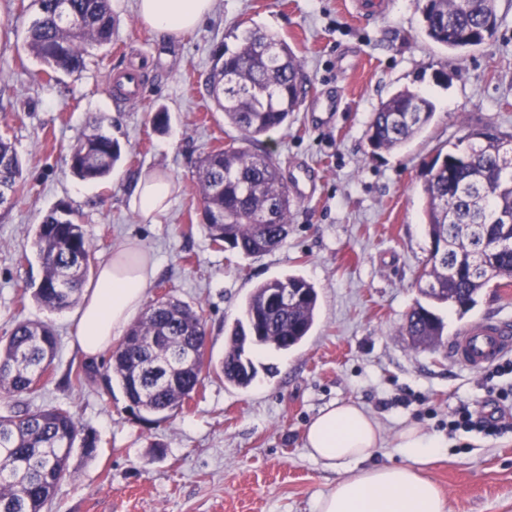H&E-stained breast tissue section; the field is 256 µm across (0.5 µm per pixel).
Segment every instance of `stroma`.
I'll return each instance as SVG.
<instances>
[{
    "label": "stroma",
    "instance_id": "35a3bbf8",
    "mask_svg": "<svg viewBox=\"0 0 512 512\" xmlns=\"http://www.w3.org/2000/svg\"><path fill=\"white\" fill-rule=\"evenodd\" d=\"M382 14L361 15L350 0H217L214 12L178 40L146 28L134 0H112L115 34L90 49L83 72L44 81L25 44L35 11L0 0V136L14 144L26 188L0 210V339L21 321H46L59 338L50 381L35 394L0 399V414L62 405L98 437L94 457L73 453L72 477L48 512H312L338 475L308 454L303 433L325 406L362 403L377 417L385 444L376 465L404 463L396 449L402 425L443 440L426 468L448 512H512V430L499 436L449 433L461 406L482 412L490 386L484 371L453 364L447 345L413 348L401 326L419 298L416 280L429 254L422 185L426 165L448 150L466 125L512 132V0H498L493 39L464 53L426 36L423 0H384ZM280 34L305 70L302 101L286 127L261 137L284 179L307 168L312 195L294 201L286 243L244 257L211 246L202 227L195 182L199 156L238 137L204 89L214 49L234 26ZM139 72L140 97H117L111 75ZM444 72L446 81L435 79ZM409 88L429 95L435 115L404 149L374 151L365 131L381 101ZM336 97L338 112L317 121L315 100ZM166 129L153 124L158 110ZM117 139L123 158L109 179L84 181L70 169L68 148L91 121ZM175 181L158 223H144L131 205L139 176ZM79 212L97 261L129 239L157 263L161 293L202 308L207 351L224 356L226 330L259 283L295 274L318 291L315 325L298 348L256 347L259 374L250 388L210 375L183 409L144 422L122 392L102 382L66 385L69 369L87 357L74 347L75 310L61 313L21 294L37 284V258L19 262L43 216L59 203ZM446 337L484 318L512 320V284L486 288L466 314L444 308ZM278 368L267 376L268 365Z\"/></svg>",
    "mask_w": 512,
    "mask_h": 512
}]
</instances>
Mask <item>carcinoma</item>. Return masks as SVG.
I'll use <instances>...</instances> for the list:
<instances>
[{
  "label": "carcinoma",
  "mask_w": 512,
  "mask_h": 512,
  "mask_svg": "<svg viewBox=\"0 0 512 512\" xmlns=\"http://www.w3.org/2000/svg\"><path fill=\"white\" fill-rule=\"evenodd\" d=\"M36 17L27 48L48 80L80 73L88 49L112 43L111 0H31ZM424 31L435 44L461 52L484 30L496 33L501 18L497 0H424ZM301 60L285 39L258 28H234L217 47L206 92L224 119L241 133L222 148L199 156L196 180L203 228L211 243L243 256L281 247L288 238L292 200L272 154L253 150V142L288 123L300 103ZM433 102L418 91L400 90L373 113L366 136L376 149L399 151L429 125ZM512 134L498 128L468 126L448 152L437 154L423 184L426 233L444 244L429 252L417 278L422 300L406 314L403 330L417 347L439 344L445 323L438 314L451 306L463 315L493 282L512 276V160L501 148ZM118 141L92 121L71 146L70 168L81 180L109 175L121 160ZM23 165L13 144L0 137V207L24 190ZM272 221L263 222L265 212ZM42 277L32 296L44 308L61 312L78 304L90 267L91 239L67 203L43 216L30 245ZM297 296L284 304L271 300L275 290ZM318 293L305 278L287 275L255 288L227 337L224 358L206 354L202 309L167 294L154 300L102 366L86 363L68 383L99 378L107 391L117 385L140 419L158 420L183 407L207 374H222L247 388L257 376L249 357L253 346L288 351L309 335ZM58 339L47 322L23 321L0 341V397L35 392L49 379ZM95 454L98 438L79 427L70 409L51 406L17 409L0 415V512H45L69 477L74 448Z\"/></svg>",
  "instance_id": "carcinoma-1"
}]
</instances>
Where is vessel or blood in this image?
I'll list each match as a JSON object with an SVG mask.
<instances>
[{"label":"vessel or blood","mask_w":512,"mask_h":512,"mask_svg":"<svg viewBox=\"0 0 512 512\" xmlns=\"http://www.w3.org/2000/svg\"><path fill=\"white\" fill-rule=\"evenodd\" d=\"M512 352V321L478 320L463 328L448 345L449 357L462 367L480 370Z\"/></svg>","instance_id":"obj_1"}]
</instances>
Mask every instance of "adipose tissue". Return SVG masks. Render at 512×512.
Masks as SVG:
<instances>
[{"instance_id": "1", "label": "adipose tissue", "mask_w": 512, "mask_h": 512, "mask_svg": "<svg viewBox=\"0 0 512 512\" xmlns=\"http://www.w3.org/2000/svg\"><path fill=\"white\" fill-rule=\"evenodd\" d=\"M216 0H136L140 19L155 33L171 39L198 28L211 15ZM172 184L161 174L138 178L131 203L141 217L155 221L169 207ZM121 242L103 261L93 287L77 311L76 345L86 355L107 349L125 333L142 306L157 272L148 256L130 255ZM312 459L338 474L335 487L314 502L315 512H447L437 485L424 474L442 443L413 426H402L398 450L406 464L365 467V460L384 442L376 417L353 402L328 405L304 432Z\"/></svg>"}]
</instances>
